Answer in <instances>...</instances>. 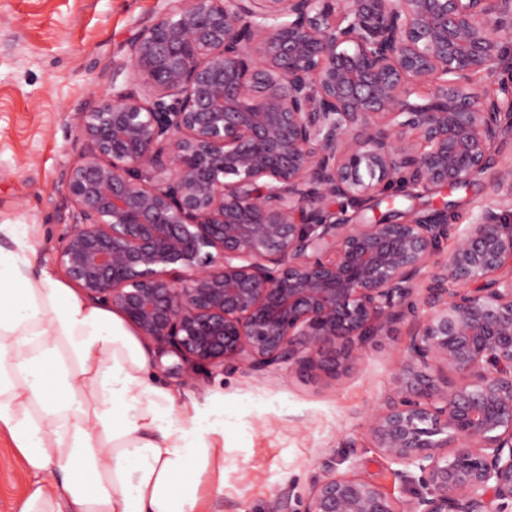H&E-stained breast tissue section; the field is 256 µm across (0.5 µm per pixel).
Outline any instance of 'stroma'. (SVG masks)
I'll return each instance as SVG.
<instances>
[{"instance_id":"35a3bbf8","label":"stroma","mask_w":512,"mask_h":512,"mask_svg":"<svg viewBox=\"0 0 512 512\" xmlns=\"http://www.w3.org/2000/svg\"><path fill=\"white\" fill-rule=\"evenodd\" d=\"M171 0H0V224H32L39 262L51 256L70 222L62 175L81 150L77 113L128 81L125 45L161 17ZM490 171L471 185L399 195L394 205L359 208L374 222L394 209L424 216L447 207L457 236L494 196L496 171L512 168V132L496 141ZM406 325L376 337L339 377L299 376L284 366L260 373L237 367L200 368L192 380H158L179 401L208 396L224 403V472L201 483L203 512H267L277 495L301 512L324 464L355 473L401 500L410 499L398 473L369 448L368 413L383 399L403 359ZM357 456L347 452L348 443ZM22 457L0 435V512H13L26 489ZM223 493H216V485Z\"/></svg>"}]
</instances>
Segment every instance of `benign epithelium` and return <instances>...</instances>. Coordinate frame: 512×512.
I'll use <instances>...</instances> for the list:
<instances>
[{"instance_id":"7a95c632","label":"benign epithelium","mask_w":512,"mask_h":512,"mask_svg":"<svg viewBox=\"0 0 512 512\" xmlns=\"http://www.w3.org/2000/svg\"><path fill=\"white\" fill-rule=\"evenodd\" d=\"M511 44L512 0H176L126 44L135 88L77 113L51 261L164 373L335 376L408 322L365 429L424 491L326 464L303 512H512V169L440 263L448 211L347 214L486 173L512 114L476 84Z\"/></svg>"}]
</instances>
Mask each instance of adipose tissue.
Returning a JSON list of instances; mask_svg holds the SVG:
<instances>
[{"mask_svg":"<svg viewBox=\"0 0 512 512\" xmlns=\"http://www.w3.org/2000/svg\"><path fill=\"white\" fill-rule=\"evenodd\" d=\"M28 224H0V431L24 460L14 512H199L224 469V404L177 405L119 314L37 266Z\"/></svg>","mask_w":512,"mask_h":512,"instance_id":"obj_1","label":"adipose tissue"}]
</instances>
